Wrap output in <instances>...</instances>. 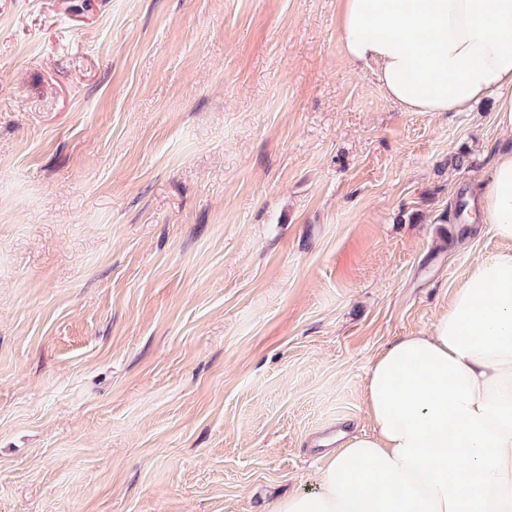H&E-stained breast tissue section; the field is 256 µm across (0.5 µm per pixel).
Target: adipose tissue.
Masks as SVG:
<instances>
[{
    "instance_id": "1",
    "label": "adipose tissue",
    "mask_w": 512,
    "mask_h": 512,
    "mask_svg": "<svg viewBox=\"0 0 512 512\" xmlns=\"http://www.w3.org/2000/svg\"><path fill=\"white\" fill-rule=\"evenodd\" d=\"M339 39L406 112L498 98L512 132V0H341ZM472 223L512 241V152L479 184ZM368 432L339 433L315 487L272 512H512V252L478 258L433 328L370 363Z\"/></svg>"
}]
</instances>
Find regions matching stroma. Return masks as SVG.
I'll list each match as a JSON object with an SVG mask.
<instances>
[{"label":"stroma","instance_id":"1","mask_svg":"<svg viewBox=\"0 0 512 512\" xmlns=\"http://www.w3.org/2000/svg\"><path fill=\"white\" fill-rule=\"evenodd\" d=\"M338 13L0 0V512H271L512 252L495 98L402 111ZM471 221L492 224L496 236L512 241V152L500 154L489 181L477 186Z\"/></svg>","mask_w":512,"mask_h":512}]
</instances>
